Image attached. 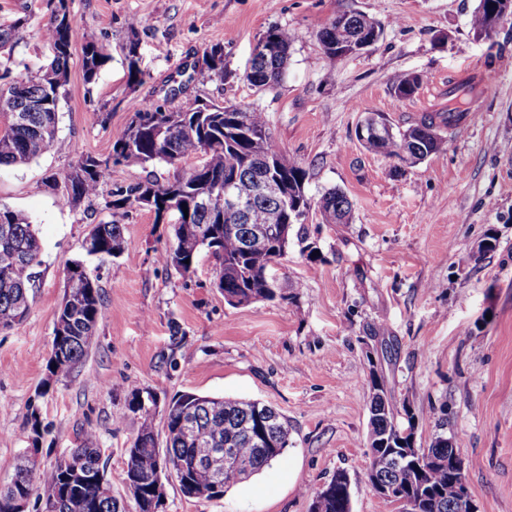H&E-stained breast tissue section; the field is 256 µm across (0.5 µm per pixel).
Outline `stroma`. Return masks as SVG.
I'll return each mask as SVG.
<instances>
[{"label": "stroma", "mask_w": 512, "mask_h": 512, "mask_svg": "<svg viewBox=\"0 0 512 512\" xmlns=\"http://www.w3.org/2000/svg\"><path fill=\"white\" fill-rule=\"evenodd\" d=\"M77 32L67 95L52 149L25 166L0 167V204L22 211L42 242L41 264L23 321L0 331V484L29 446L26 418L38 402L48 432L41 461L52 465L83 443L101 448L115 496H123L124 453L141 419L127 408L131 389L167 402L175 394L258 400L285 415L288 449L224 496L185 497L165 482L162 512H309V489L338 470L351 480L352 512H395L368 486L370 373L407 404L415 443L445 431L466 465L478 512H512V15L490 37H476L478 0H68ZM31 11L8 62L37 72L50 51L40 35L46 0H0V22ZM360 11L384 27L369 51L334 58L317 33L337 13ZM142 20L130 28L132 17ZM272 26L297 30L284 78L261 91L243 78ZM110 61L94 82L81 69L87 41ZM219 49L223 75L205 53ZM145 74L128 76L129 50ZM493 71L492 92L469 106L466 127L444 150L409 166L367 151L360 121L379 113L404 129L448 106L467 74ZM422 78L408 98L392 78ZM185 84L178 103L203 100L265 113L274 141L307 169L309 195L330 188L350 198L352 221L328 224L310 212L306 236L322 260L299 247L269 270L278 296L229 306L216 286L218 265L201 252L193 273L164 266L173 216L147 208L117 211L124 249L89 257L83 242L103 219L95 203L73 207L62 194L66 171L82 156L106 158L130 120L131 100H162ZM174 169L112 165L109 193ZM494 236L496 247L479 246ZM80 259L102 288L95 335L73 373L43 387L65 266ZM179 336L170 333L171 324Z\"/></svg>", "instance_id": "1"}]
</instances>
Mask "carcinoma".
<instances>
[{
	"instance_id": "1",
	"label": "carcinoma",
	"mask_w": 512,
	"mask_h": 512,
	"mask_svg": "<svg viewBox=\"0 0 512 512\" xmlns=\"http://www.w3.org/2000/svg\"><path fill=\"white\" fill-rule=\"evenodd\" d=\"M504 0H479L470 25L478 37H488L497 22L495 12ZM51 16L44 30L52 58L34 75L12 74L0 69V118L5 120L0 132V166H18L35 161L50 151L57 137L58 112L68 84V64L75 34V22L68 0H47ZM31 21L27 12L0 24V53L12 52L23 38ZM383 34V25L359 12L336 14L319 31L318 39L326 54L336 55V47L363 42L374 34ZM299 33L272 27L262 39L272 46L269 55H253L245 80L261 90L279 84L286 71L290 49ZM110 60L105 45L85 44L82 70L85 81L92 82ZM421 84L414 73L398 74L395 90L403 97L412 96ZM465 88L454 86L448 93V111L438 112L398 132L391 125L378 137L366 130L358 134L361 145L374 153L394 157L412 165L443 150L447 139L440 128L447 126L451 105ZM177 96L172 88L163 103L130 102L129 123L113 136L111 158L93 155L82 157L64 175V199L73 206L82 201L103 198L101 211L111 214L133 206L148 205L160 220L173 213L174 244L163 261L182 274L194 271L201 250L219 262V290L231 306H245L272 300L275 288L268 270L288 253L290 235H296L307 253V260L317 262L320 254L305 244L303 228L288 223L292 214L308 215L317 210L328 224H347L352 202L347 194L331 188L313 197L306 189L307 171L301 163L286 155L272 139L264 113L251 107L236 106L231 112L221 105L204 112L199 100L181 107L168 103ZM32 103L38 111L29 113L26 124L13 123L6 110ZM199 155L200 163L187 172L174 175L164 184L137 182L102 197V185L110 161L144 167L155 162L175 166L182 160ZM239 182L267 181L280 178L288 192V207L267 197L256 198L246 218L240 222L232 214L213 212L210 199L224 192L231 178ZM255 229L270 232L267 243L248 247L245 240ZM99 256L119 255L124 248V228L115 221L101 220L88 234ZM41 240L28 217L0 204V330L21 322L29 312L30 289L35 282V266L40 264ZM80 285L59 305L54 325L61 326V337L53 340L54 356L47 362L49 378H67L85 356L101 315L102 298L98 281L87 273L79 276ZM371 402L368 431L370 469L368 481L376 497L385 504L404 500L411 512H454L459 480L448 472V456L457 448L448 436L436 433L428 447L419 448L403 458L404 445L413 437V427L404 426L401 418L412 420L407 407L397 402L370 371ZM151 392L131 393L128 410L140 415V430L126 449L124 477L128 496L135 512H158L160 498L150 495L149 488L160 477L172 475L182 494L188 498L211 499L214 471L206 459L215 448H230L254 475L278 460L288 448V422L275 408L256 401L214 398L184 392L165 403L166 445L158 446ZM29 426L34 452L18 454L10 482L0 487V501L15 495L32 496L39 484L45 505L53 512H127L125 502L112 495L106 478V463L97 448H76L74 454L84 458L79 473L73 474L56 463L42 467L38 460L39 443L47 427L40 413L30 408ZM404 459V467L394 471L392 462ZM329 493L311 491L310 512H352L350 481L338 471L329 481Z\"/></svg>"
}]
</instances>
